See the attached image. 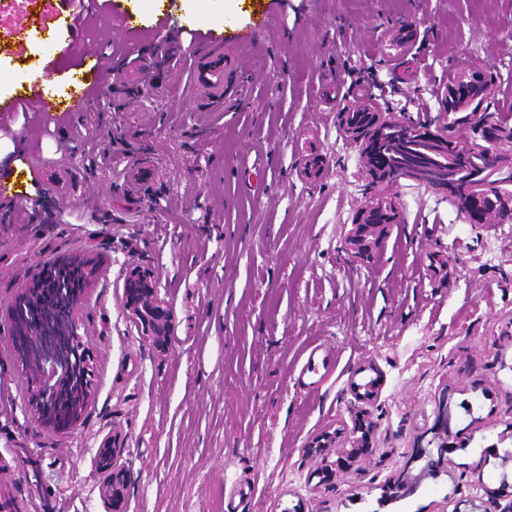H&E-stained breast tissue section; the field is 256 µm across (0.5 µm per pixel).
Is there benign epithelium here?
<instances>
[{
  "label": "benign epithelium",
  "mask_w": 512,
  "mask_h": 512,
  "mask_svg": "<svg viewBox=\"0 0 512 512\" xmlns=\"http://www.w3.org/2000/svg\"><path fill=\"white\" fill-rule=\"evenodd\" d=\"M393 114L386 111L372 99L363 100L340 113L339 125L346 142L359 154L362 170L371 176L372 192L365 203L356 211L351 228L344 235V249L353 262L363 261L383 249L398 219L389 224H375V215L386 208L398 209L393 197L389 196L384 185L397 178H407L424 183L426 186L445 191L447 186L436 181L425 180L410 168H387L378 170L376 154L381 151L378 131L391 123ZM425 138L446 149L458 153L482 150L499 167L501 175L512 177V145L496 144L494 147L470 139L448 143L447 138L435 137V132L427 130ZM60 264L80 274V278L70 285L72 298L66 320L61 331L67 337L71 352L62 357L50 349L40 335L39 323L32 321L31 310L49 307L61 297L60 284L56 274L44 267L43 273L36 274L17 294L8 311L11 323L10 340L16 361L21 365L28 382V400L25 407L30 422L38 427H49L64 431L74 427L91 399V350L80 333L78 312L84 302V295L95 274V264L87 258L71 256L60 260ZM125 309L141 334L148 337L155 348L164 352L169 349L174 316L166 295L162 294L158 278L148 268L133 264L129 267L125 282ZM448 395L439 400L436 418L430 430L431 437L412 451V461L437 456L436 463L447 461L448 451L455 447L453 431L448 416ZM369 426L354 413L353 427L346 443L349 447L337 452V459H331L328 448L336 447L338 433L325 435L312 445L309 455L317 460L316 473L324 485L333 484L336 471L349 459H365L366 441ZM123 443L117 434L105 438L97 450V460L101 462L102 480L99 484V497L104 512H128L126 487L128 473ZM434 474V470L424 467L416 475L405 474L400 480L386 486L384 495L395 489L408 497L420 482Z\"/></svg>",
  "instance_id": "obj_1"
}]
</instances>
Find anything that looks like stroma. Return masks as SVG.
Wrapping results in <instances>:
<instances>
[{
	"mask_svg": "<svg viewBox=\"0 0 512 512\" xmlns=\"http://www.w3.org/2000/svg\"><path fill=\"white\" fill-rule=\"evenodd\" d=\"M151 26L224 22V0H122ZM251 45L227 42L247 78L223 111L189 89L194 49L125 96L117 66L127 36L102 0H40L55 14L56 50L23 0L0 10V103L18 84L65 78L92 50L112 66L85 111L58 120L14 113L0 153L24 150L40 181L0 223V503L8 512H103L99 444L120 433L128 512H442L445 499L500 484L494 446L512 425V224L466 222L448 197L399 180L401 222L368 264L344 234L367 177L337 114L377 99L403 121L447 122L436 96L462 66L492 77L512 106V0H246ZM153 157L155 203L128 193L130 165ZM44 219L30 221L31 208ZM97 257L81 320L94 392L58 432L30 423L9 344L18 288L62 255ZM150 266L174 314L168 352L125 309L129 263ZM318 373L306 372L308 358ZM376 381L366 465L318 486L312 439L351 421L353 384ZM458 409L461 448L447 472L379 506L434 424L442 396ZM473 405L472 414L459 410Z\"/></svg>",
	"mask_w": 512,
	"mask_h": 512,
	"instance_id": "obj_1",
	"label": "stroma"
}]
</instances>
